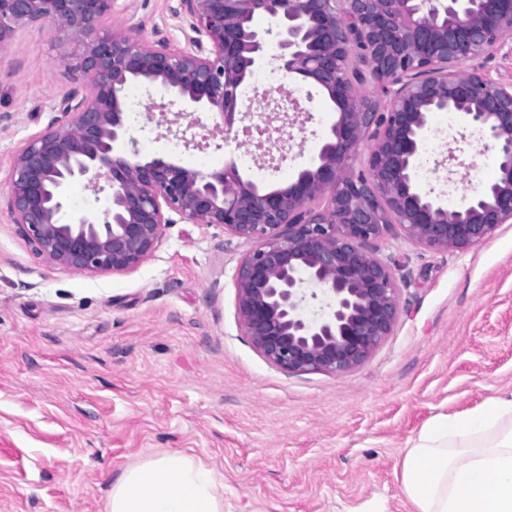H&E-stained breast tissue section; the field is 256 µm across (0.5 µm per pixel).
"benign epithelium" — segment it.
<instances>
[{
    "label": "benign epithelium",
    "mask_w": 512,
    "mask_h": 512,
    "mask_svg": "<svg viewBox=\"0 0 512 512\" xmlns=\"http://www.w3.org/2000/svg\"><path fill=\"white\" fill-rule=\"evenodd\" d=\"M115 0H0V49L17 31L51 24L78 48L64 65L77 87L59 103L69 120L29 139L13 157L8 209L36 254L63 268L123 273L160 244L172 216L220 225L253 247L234 276L238 320L261 356L285 373H346L389 335L400 288L376 243L397 225L412 242L461 251L512 224V83L472 62L512 52V0H179L190 48L99 34ZM256 15L280 19L279 70L301 74L336 109L318 160L285 187L264 189L237 166L201 172L165 155L120 149L123 92L132 76L170 91L231 132L246 117L240 88L264 55ZM228 71L240 78L225 79ZM370 79L380 108L361 95ZM452 111L480 126L496 178L448 209L417 183L428 116ZM374 140L364 169L354 161ZM104 177L110 207L60 222L70 181ZM327 196L326 205L312 203Z\"/></svg>",
    "instance_id": "1"
}]
</instances>
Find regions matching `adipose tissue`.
<instances>
[{"instance_id":"1","label":"adipose tissue","mask_w":512,"mask_h":512,"mask_svg":"<svg viewBox=\"0 0 512 512\" xmlns=\"http://www.w3.org/2000/svg\"><path fill=\"white\" fill-rule=\"evenodd\" d=\"M221 488L192 456H149L116 478L107 512H224ZM401 491L413 512H512V394L427 424L403 458Z\"/></svg>"}]
</instances>
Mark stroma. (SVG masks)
Wrapping results in <instances>:
<instances>
[{
    "instance_id": "stroma-1",
    "label": "stroma",
    "mask_w": 512,
    "mask_h": 512,
    "mask_svg": "<svg viewBox=\"0 0 512 512\" xmlns=\"http://www.w3.org/2000/svg\"><path fill=\"white\" fill-rule=\"evenodd\" d=\"M178 0H116L102 31L149 45H188ZM52 25L0 49V512H106L113 481L141 459L180 451L224 485V512H411L400 486L409 442L436 416L512 393V224L465 251H435L393 229L379 244L401 290L399 318L374 353L341 374H288L253 347L236 314L234 274L250 242L223 227L171 224L155 253L119 274L80 273L39 258L13 224L5 193L16 151L63 122L74 50ZM153 134L126 150L168 155L203 172L223 168L234 140L192 114L201 145H175L164 88L135 83ZM285 160L244 178L274 189L311 167L336 114L312 86ZM476 132L430 115L423 180L440 204L453 181L472 196L496 174ZM66 214L96 216L110 190L65 191Z\"/></svg>"
}]
</instances>
